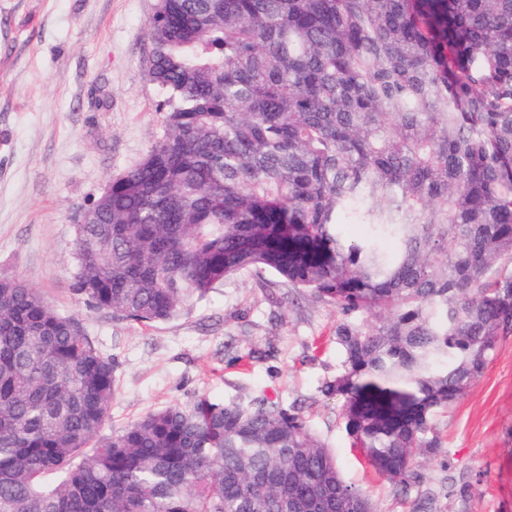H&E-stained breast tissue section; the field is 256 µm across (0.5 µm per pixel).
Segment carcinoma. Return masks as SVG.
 Masks as SVG:
<instances>
[{
	"label": "carcinoma",
	"mask_w": 512,
	"mask_h": 512,
	"mask_svg": "<svg viewBox=\"0 0 512 512\" xmlns=\"http://www.w3.org/2000/svg\"><path fill=\"white\" fill-rule=\"evenodd\" d=\"M149 39L165 132L76 226L73 291L144 325L244 273L335 307L322 392L408 493L512 333V0H158ZM114 383L0 273V512H373L295 405L200 396L100 439Z\"/></svg>",
	"instance_id": "cac0c4a2"
}]
</instances>
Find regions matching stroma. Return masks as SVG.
<instances>
[{
	"label": "stroma",
	"mask_w": 512,
	"mask_h": 512,
	"mask_svg": "<svg viewBox=\"0 0 512 512\" xmlns=\"http://www.w3.org/2000/svg\"><path fill=\"white\" fill-rule=\"evenodd\" d=\"M157 0H0V273L27 279L76 317L111 358L116 390L101 430L200 395L298 404L342 479L375 512H512V333L453 407L408 493L376 475L345 430L339 314L281 283L239 275L144 327L93 311L72 290L76 226L108 181L164 130L147 76Z\"/></svg>",
	"instance_id": "1"
}]
</instances>
